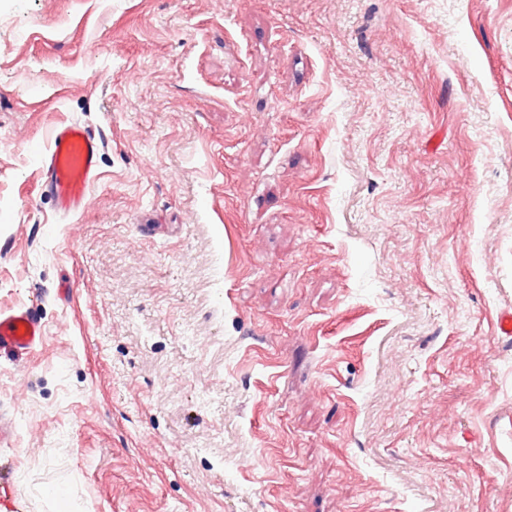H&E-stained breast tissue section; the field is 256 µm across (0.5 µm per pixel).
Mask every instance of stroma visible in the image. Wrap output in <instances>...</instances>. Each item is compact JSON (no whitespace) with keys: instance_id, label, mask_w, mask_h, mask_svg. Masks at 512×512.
Segmentation results:
<instances>
[{"instance_id":"35a3bbf8","label":"stroma","mask_w":512,"mask_h":512,"mask_svg":"<svg viewBox=\"0 0 512 512\" xmlns=\"http://www.w3.org/2000/svg\"><path fill=\"white\" fill-rule=\"evenodd\" d=\"M18 307L0 512H512V0H0ZM102 143L79 124L57 128L47 149H36L42 174V192L49 194L58 212H78L96 178ZM43 336L42 326L28 309L0 310V350L26 353L40 345Z\"/></svg>"}]
</instances>
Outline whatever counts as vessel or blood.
Returning a JSON list of instances; mask_svg holds the SVG:
<instances>
[{
    "label": "vessel or blood",
    "mask_w": 512,
    "mask_h": 512,
    "mask_svg": "<svg viewBox=\"0 0 512 512\" xmlns=\"http://www.w3.org/2000/svg\"><path fill=\"white\" fill-rule=\"evenodd\" d=\"M102 143L79 124L57 128L47 149L36 150L42 174V190L55 202L58 212H78L96 177ZM43 328L27 309L0 311V350L29 352L41 344Z\"/></svg>",
    "instance_id": "b4317fda"
}]
</instances>
